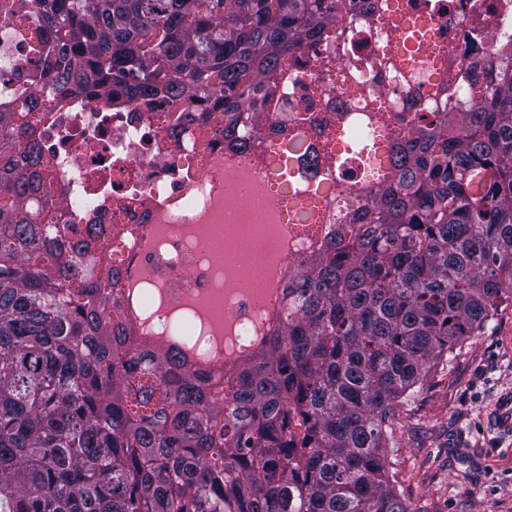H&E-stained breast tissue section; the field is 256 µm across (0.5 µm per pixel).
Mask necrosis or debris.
I'll use <instances>...</instances> for the list:
<instances>
[{"instance_id": "4bbe7bcc", "label": "necrosis or debris", "mask_w": 512, "mask_h": 512, "mask_svg": "<svg viewBox=\"0 0 512 512\" xmlns=\"http://www.w3.org/2000/svg\"><path fill=\"white\" fill-rule=\"evenodd\" d=\"M35 66L14 37L10 21L0 22V106L9 107L19 86L29 84ZM46 101L34 123L43 158L56 175L55 196L71 224H135L132 236L113 242L124 272L159 292L162 302L141 321L135 345L169 343L174 336L198 337L201 366H222L253 351L273 321L208 250V224H228L261 207L253 194L234 185L254 183L267 172L228 160L223 147L201 150L191 128L178 144L163 132L164 115L75 94L58 98L43 86ZM224 299V318L237 341L217 351L205 338L197 303Z\"/></svg>"}]
</instances>
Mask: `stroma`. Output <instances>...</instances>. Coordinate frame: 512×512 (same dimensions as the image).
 Masks as SVG:
<instances>
[{
  "instance_id": "35a3bbf8",
  "label": "stroma",
  "mask_w": 512,
  "mask_h": 512,
  "mask_svg": "<svg viewBox=\"0 0 512 512\" xmlns=\"http://www.w3.org/2000/svg\"><path fill=\"white\" fill-rule=\"evenodd\" d=\"M512 391V303L432 366L396 410L391 479L409 512H512V434L486 415Z\"/></svg>"
}]
</instances>
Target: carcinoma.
Returning <instances> with one entry per match:
<instances>
[{"mask_svg":"<svg viewBox=\"0 0 512 512\" xmlns=\"http://www.w3.org/2000/svg\"><path fill=\"white\" fill-rule=\"evenodd\" d=\"M5 0L40 68L0 112L4 512H408L389 418L512 302L509 0ZM464 41L448 54V22ZM49 83L267 164L318 225L271 337L221 379L131 348L107 225L57 223L23 114ZM224 381L223 396L213 388Z\"/></svg>","mask_w":512,"mask_h":512,"instance_id":"1","label":"carcinoma"}]
</instances>
